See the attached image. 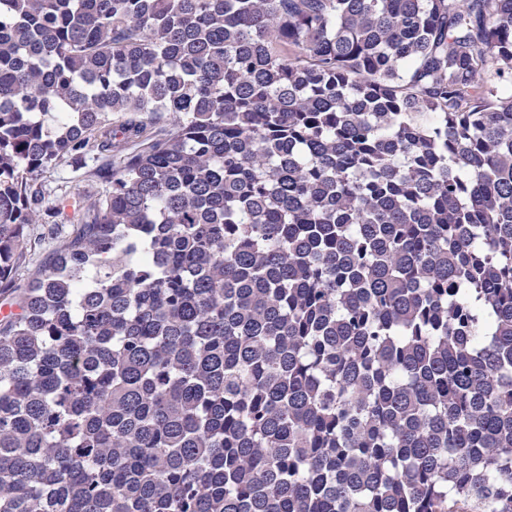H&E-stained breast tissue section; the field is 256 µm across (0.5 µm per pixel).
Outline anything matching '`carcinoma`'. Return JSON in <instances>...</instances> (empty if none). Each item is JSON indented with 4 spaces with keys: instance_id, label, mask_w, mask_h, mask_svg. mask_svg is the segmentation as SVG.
Wrapping results in <instances>:
<instances>
[{
    "instance_id": "cac0c4a2",
    "label": "carcinoma",
    "mask_w": 512,
    "mask_h": 512,
    "mask_svg": "<svg viewBox=\"0 0 512 512\" xmlns=\"http://www.w3.org/2000/svg\"><path fill=\"white\" fill-rule=\"evenodd\" d=\"M509 77L512 0H0V512H512ZM84 170H75L69 163L59 162L34 173L36 185L45 191L44 209L59 206L62 200H73L77 207H88L108 188L102 181L88 176ZM42 224L40 219L25 229L32 248H29L25 263L16 273L14 288H27L60 249L62 240L51 238Z\"/></svg>"
}]
</instances>
